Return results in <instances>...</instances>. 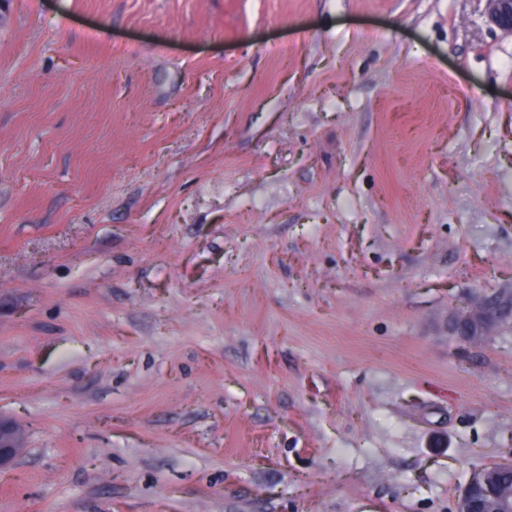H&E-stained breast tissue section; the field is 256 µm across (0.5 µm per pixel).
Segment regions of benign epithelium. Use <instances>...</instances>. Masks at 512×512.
Here are the masks:
<instances>
[{
  "label": "benign epithelium",
  "instance_id": "obj_1",
  "mask_svg": "<svg viewBox=\"0 0 512 512\" xmlns=\"http://www.w3.org/2000/svg\"><path fill=\"white\" fill-rule=\"evenodd\" d=\"M486 22L512 36V0H485ZM512 325V292H490L469 300L450 314L448 333L466 344H482ZM24 447V434L0 415V468L10 465ZM511 462L494 463L473 471L460 489L454 512H512V484L502 480Z\"/></svg>",
  "mask_w": 512,
  "mask_h": 512
}]
</instances>
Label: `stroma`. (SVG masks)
<instances>
[{
  "mask_svg": "<svg viewBox=\"0 0 512 512\" xmlns=\"http://www.w3.org/2000/svg\"><path fill=\"white\" fill-rule=\"evenodd\" d=\"M484 0H0V512H453L512 459V36ZM512 325V292H490L470 299L450 314L448 335L466 344H482L503 327ZM24 447V434L12 420L0 415V468L10 465Z\"/></svg>",
  "mask_w": 512,
  "mask_h": 512,
  "instance_id": "obj_1",
  "label": "stroma"
}]
</instances>
